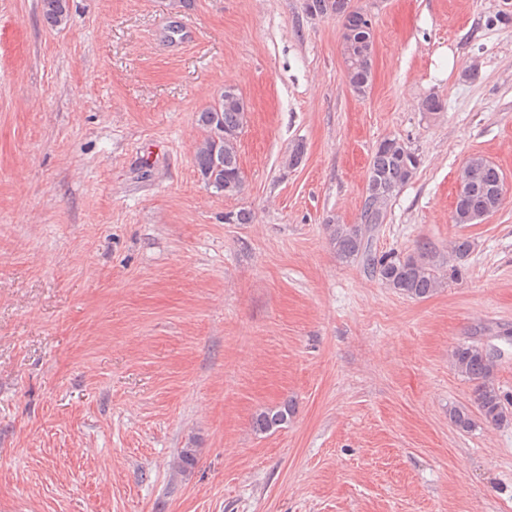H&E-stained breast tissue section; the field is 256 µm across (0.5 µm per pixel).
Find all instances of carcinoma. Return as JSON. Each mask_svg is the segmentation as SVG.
Wrapping results in <instances>:
<instances>
[{
	"mask_svg": "<svg viewBox=\"0 0 512 512\" xmlns=\"http://www.w3.org/2000/svg\"><path fill=\"white\" fill-rule=\"evenodd\" d=\"M321 16H334L343 28V57L346 76L357 87L368 90L373 70V23L365 18V11L353 8L350 0H309ZM43 22L59 28L70 20L69 0H40ZM245 104L241 94L219 96L217 102L197 115V125L203 138L196 147L194 164L205 183L215 192L227 196L243 189L238 151V139L244 125ZM421 163L419 155L403 139L387 137L374 149L368 166L365 198L359 221L342 224L335 219L327 221L330 244L336 255L345 261L363 259L385 287L410 298L423 299L434 294L444 280V262L435 253L419 245L403 255H373L368 247L366 233L385 222L390 202L416 175ZM475 171V183L465 186L456 196L453 220L456 224H471L482 212L490 214L498 208V195L504 191L500 170L488 160L475 156L466 162ZM473 243L460 237L453 243L455 271L461 272L472 252ZM455 370L473 383L471 404L480 419L500 426L512 420V411L503 402L494 378L491 355L475 343L460 344L451 354ZM292 405L284 402L257 414L253 428L267 433L288 422ZM451 422L467 431L475 425L472 411L458 407L449 411Z\"/></svg>",
	"mask_w": 512,
	"mask_h": 512,
	"instance_id": "obj_1",
	"label": "carcinoma"
}]
</instances>
